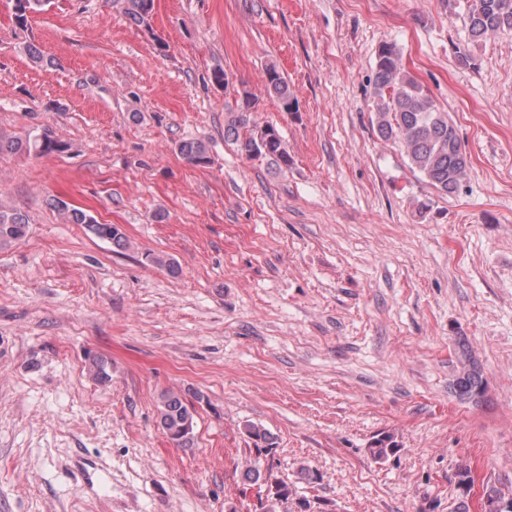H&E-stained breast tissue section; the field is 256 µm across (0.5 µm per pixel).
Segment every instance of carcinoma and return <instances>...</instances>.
<instances>
[{"instance_id": "obj_1", "label": "carcinoma", "mask_w": 512, "mask_h": 512, "mask_svg": "<svg viewBox=\"0 0 512 512\" xmlns=\"http://www.w3.org/2000/svg\"><path fill=\"white\" fill-rule=\"evenodd\" d=\"M19 5L15 19L27 24L26 11H36L49 0H16ZM135 25L151 27L154 0H113ZM465 26L468 42L477 43L486 36L501 31H512V0H467ZM375 100L372 125L378 137L398 145L412 169L421 174L438 192L454 193L462 185L468 168V154L462 146L457 131L448 119V113L440 111L431 96L402 64V53L393 44H385L378 50L373 78ZM266 88L284 108L291 107L294 98L288 83L276 66L266 68ZM255 99L249 94L242 96L238 111L224 116V137L236 143L240 151L253 158H263L278 168L288 167V152L283 146L279 131L266 125L259 127L252 118ZM68 143L53 132L45 130L25 139L0 138V154L26 152L37 156L63 153ZM178 152L188 162L199 165L209 161L208 149L202 141H184ZM58 211L70 224H82L96 238L109 241L118 249L128 246V240L120 226L101 224L88 212L64 201L57 202ZM29 231L28 220L22 213L0 208V246L23 240ZM457 366L451 390L464 402L478 404L487 387L482 368L464 345H459ZM88 372L100 383L110 380V363L102 356L89 359ZM158 425L168 440L177 448H191L195 443L194 413L183 397L174 392L160 394L157 406ZM245 432L254 442L257 452L272 445L268 432L254 424L245 425ZM397 444L389 435L377 439L370 452L377 460L395 453ZM248 486L261 483L270 485L265 499L260 501L262 512H279L288 503L292 489L284 482L269 483L261 467L254 464L243 475ZM503 503L500 512H512V484L488 483L483 487L481 501Z\"/></svg>"}]
</instances>
